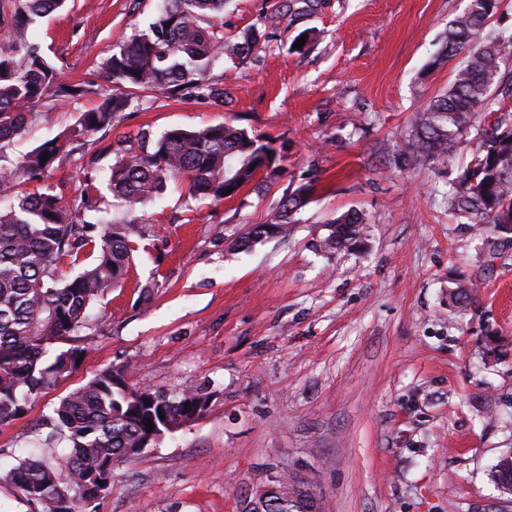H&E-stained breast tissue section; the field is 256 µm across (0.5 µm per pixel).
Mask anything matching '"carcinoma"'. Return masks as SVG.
I'll use <instances>...</instances> for the list:
<instances>
[{"mask_svg":"<svg viewBox=\"0 0 512 512\" xmlns=\"http://www.w3.org/2000/svg\"><path fill=\"white\" fill-rule=\"evenodd\" d=\"M65 0H0V152L21 136L36 107L57 105L87 92L67 84L43 55L30 28ZM499 0H469L450 22L437 58L464 55L448 90L417 110L411 130L393 154L395 167L409 161L427 167L442 161L473 135L476 148L448 182V213L479 226L487 240L509 241L512 226V75L501 68L512 60V33L486 30ZM224 0H162L148 27L117 45L102 64L109 86L96 108L77 127L48 140L8 165L0 164V426L13 424L42 390L71 376L87 353L75 333L96 300L118 287L133 261L134 238L145 234L131 218L97 224L85 219L99 211L93 178L85 176L78 195L65 201L39 187L70 141L112 125L117 112L145 94L172 101L203 99L224 106V87L210 73L224 59L256 47L224 38ZM48 160L41 162L43 153ZM283 161L272 142L224 121L200 129L171 128L152 142L127 149L109 169L112 196L132 214L156 199L167 184L184 180L196 199H232L253 180L257 166ZM33 189H28V186ZM232 189L227 194L225 190ZM316 192L307 182L284 194L269 221L251 227L241 243L286 236L294 216ZM369 218L351 210L330 220L321 241L325 250L360 252ZM76 269L62 277L61 266ZM473 283L459 278L448 290V306L462 308ZM129 365H110L69 392L53 409L45 441L67 444L61 454L32 452L12 464L0 481L39 512H94L100 498L96 476H112L117 463L154 444L152 432L167 433L203 416L210 394L200 389L168 395L126 382ZM154 429L147 428L148 423ZM497 486L512 484V453L493 466ZM316 494L301 479L288 481V495L273 512H298V489Z\"/></svg>","mask_w":512,"mask_h":512,"instance_id":"cac0c4a2","label":"carcinoma"}]
</instances>
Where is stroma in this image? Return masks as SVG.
<instances>
[{"instance_id": "obj_1", "label": "stroma", "mask_w": 512, "mask_h": 512, "mask_svg": "<svg viewBox=\"0 0 512 512\" xmlns=\"http://www.w3.org/2000/svg\"><path fill=\"white\" fill-rule=\"evenodd\" d=\"M468 0H227L224 34L258 48L218 63L224 104L143 97L85 136L45 177L63 199L96 177L105 216L126 211L107 182L117 152L225 120L272 140L283 168L230 200L193 199L169 183L135 214L147 234L120 287L92 304L78 369L0 427V461L38 446L58 401L101 369L171 393L201 388L207 412L118 463L94 512H247L267 475L288 472L322 512H512L492 467L512 451V246L489 257L476 225L441 197L446 163L393 173L385 160L412 115L451 84L437 60ZM158 0H67L34 36L67 83L97 81L115 46L154 19ZM311 29L309 51L292 38ZM88 94L39 107L7 148L16 160L98 105ZM316 193L287 237L247 246L286 191ZM370 218L367 248L321 252L331 218ZM473 282L467 307L448 286ZM150 287L149 301L140 292Z\"/></svg>"}]
</instances>
